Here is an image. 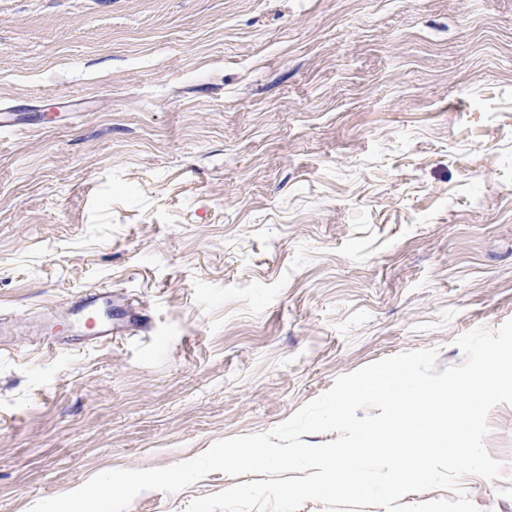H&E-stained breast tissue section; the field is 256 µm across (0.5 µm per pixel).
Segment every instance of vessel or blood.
Masks as SVG:
<instances>
[{
    "mask_svg": "<svg viewBox=\"0 0 512 512\" xmlns=\"http://www.w3.org/2000/svg\"><path fill=\"white\" fill-rule=\"evenodd\" d=\"M111 305L112 291L108 288H95L72 297L67 303L72 314L71 321L62 329L46 330L43 339L45 346L59 348L74 336L80 337L86 345L110 343L114 334L109 312Z\"/></svg>",
    "mask_w": 512,
    "mask_h": 512,
    "instance_id": "b4317fda",
    "label": "vessel or blood"
}]
</instances>
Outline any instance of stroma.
Listing matches in <instances>:
<instances>
[{
  "mask_svg": "<svg viewBox=\"0 0 512 512\" xmlns=\"http://www.w3.org/2000/svg\"><path fill=\"white\" fill-rule=\"evenodd\" d=\"M2 113L0 512L512 319V0H0ZM104 285L124 335L43 349L31 316ZM489 425L462 483L512 512Z\"/></svg>",
  "mask_w": 512,
  "mask_h": 512,
  "instance_id": "stroma-1",
  "label": "stroma"
}]
</instances>
